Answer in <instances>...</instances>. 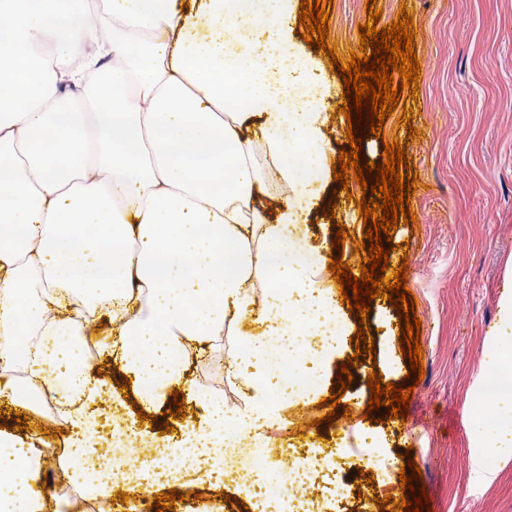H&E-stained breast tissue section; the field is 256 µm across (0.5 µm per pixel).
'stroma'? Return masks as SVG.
<instances>
[{
  "label": "stroma",
  "instance_id": "stroma-1",
  "mask_svg": "<svg viewBox=\"0 0 512 512\" xmlns=\"http://www.w3.org/2000/svg\"><path fill=\"white\" fill-rule=\"evenodd\" d=\"M366 0H334L330 44L342 60L358 50L359 26L366 23ZM381 24L395 21L399 9L413 17L420 61L416 93L402 92L399 106L385 120L382 135L365 134L362 154L382 163L384 142L408 141L409 169L417 180L410 199L414 221L393 233L391 266H405L407 288L417 300L421 320V351L425 374L414 392L404 419L383 423L366 420L368 377L381 374L384 382L407 387L410 362L399 341L405 332L400 314L384 298H374L366 322L347 312V337L322 373L318 398L341 393V406L350 417L337 418L333 427L318 425L326 408L289 406L287 435L277 428L263 431L272 446L311 448L329 453L349 431L376 439L380 455L393 469L407 461L418 465L432 512H512V447L486 453L480 426L471 413L474 400L494 366V354L504 339H512V321L500 311L502 297L512 294V0H377ZM410 115H403V108ZM418 128L409 137V128ZM323 201L305 227L313 240L325 242V259L342 257L359 267L355 244L363 240L364 219L357 206L362 191L329 182ZM337 203L328 209L327 200ZM347 232L343 250L332 242L337 224ZM366 325L373 355L358 359L350 388L337 378L354 358V337ZM109 380L125 384L113 401L95 410L97 422L116 417L126 425L137 416L130 401L134 385L114 367H105ZM186 401L183 420H166L174 398ZM203 417L187 391L165 396L149 409L142 422L158 444L177 445L184 427ZM53 421L31 406L0 399V428L17 431L19 439L39 437ZM492 471L491 481L477 483L470 473L475 462ZM374 465L347 458L338 470L348 493L342 500L316 498L315 512H379L380 497L404 499L400 484L375 477ZM374 476L371 485L363 475Z\"/></svg>",
  "mask_w": 512,
  "mask_h": 512
}]
</instances>
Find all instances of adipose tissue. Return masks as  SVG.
Instances as JSON below:
<instances>
[{
    "label": "adipose tissue",
    "instance_id": "adipose-tissue-1",
    "mask_svg": "<svg viewBox=\"0 0 512 512\" xmlns=\"http://www.w3.org/2000/svg\"><path fill=\"white\" fill-rule=\"evenodd\" d=\"M0 0V361L38 381L72 451L95 447L107 384L88 320L144 408L182 385L189 354L232 341L235 406L197 388L203 421L177 475L229 434L309 399L346 322L320 249L296 230L332 177L334 86L295 35L296 0ZM317 337L309 345V337ZM274 357L291 368L270 381ZM482 428L512 446V392ZM36 443L0 430V512H43ZM101 324H106V327H102L101 330H100V333H99V339H100V342L99 340H97V323L96 322H91L88 327H87V331L89 332L90 335H94V336H87V348H88V356H86L87 360L88 361H91L94 359V357L96 356V354H98V348H97V345H98V342H99V349H100V357L102 358L104 354H109V353H106L105 351L107 346L110 344L111 340H112V336H109V334H111L112 332V325H109L108 321H101Z\"/></svg>",
    "mask_w": 512,
    "mask_h": 512
}]
</instances>
